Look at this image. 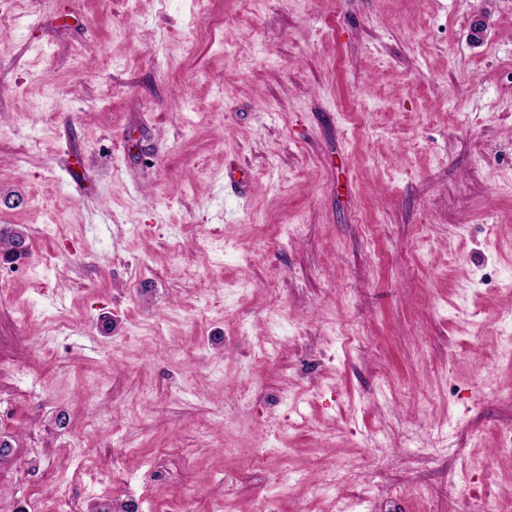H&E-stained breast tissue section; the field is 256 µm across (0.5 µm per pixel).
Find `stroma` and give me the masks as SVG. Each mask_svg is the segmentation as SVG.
<instances>
[{"label": "stroma", "mask_w": 512, "mask_h": 512, "mask_svg": "<svg viewBox=\"0 0 512 512\" xmlns=\"http://www.w3.org/2000/svg\"><path fill=\"white\" fill-rule=\"evenodd\" d=\"M0 227V512H512V0H0ZM15 233L8 229L0 230V251L4 252L5 256L8 257L12 251V246L15 238ZM29 255V244L27 238L23 233H19L14 242V248L12 258H25Z\"/></svg>", "instance_id": "1"}]
</instances>
